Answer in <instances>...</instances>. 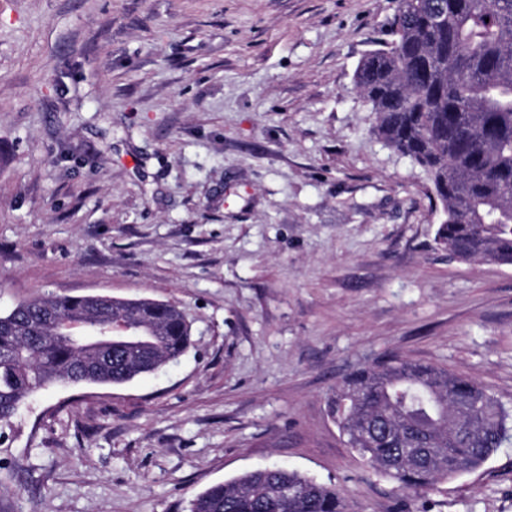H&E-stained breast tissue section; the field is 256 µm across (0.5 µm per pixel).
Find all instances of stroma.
<instances>
[{
  "instance_id": "35a3bbf8",
  "label": "stroma",
  "mask_w": 512,
  "mask_h": 512,
  "mask_svg": "<svg viewBox=\"0 0 512 512\" xmlns=\"http://www.w3.org/2000/svg\"><path fill=\"white\" fill-rule=\"evenodd\" d=\"M394 0H0V313L48 294L176 305L194 346L52 385L0 427V512H189L277 465L348 512H512V441L402 492L328 401L398 356L512 406V265L457 261L427 175L355 72Z\"/></svg>"
}]
</instances>
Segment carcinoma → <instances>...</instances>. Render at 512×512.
Segmentation results:
<instances>
[{"label":"carcinoma","mask_w":512,"mask_h":512,"mask_svg":"<svg viewBox=\"0 0 512 512\" xmlns=\"http://www.w3.org/2000/svg\"><path fill=\"white\" fill-rule=\"evenodd\" d=\"M392 40L364 55L356 82L374 131L431 180L436 242L457 260L512 265V0H397ZM88 318L139 327L132 342L59 337ZM191 324L176 306L108 295L48 296L0 315V423L54 383L120 385L182 357ZM347 443L402 491L478 470L512 438V407L478 382L395 359L346 375L329 401ZM190 512H346L336 488L272 466L214 484Z\"/></svg>","instance_id":"obj_1"}]
</instances>
